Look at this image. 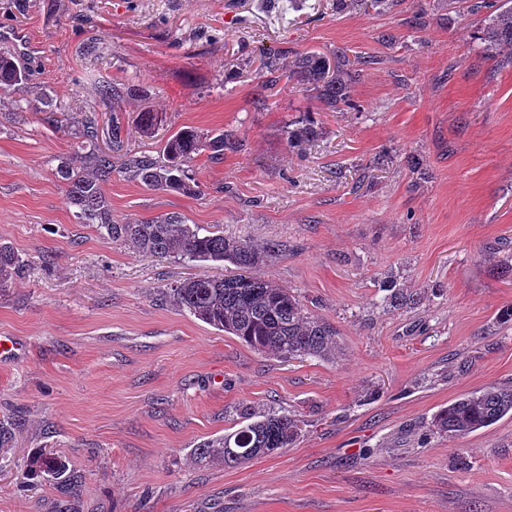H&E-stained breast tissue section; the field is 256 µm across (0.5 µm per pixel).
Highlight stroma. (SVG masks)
<instances>
[{
    "label": "stroma",
    "instance_id": "obj_1",
    "mask_svg": "<svg viewBox=\"0 0 512 512\" xmlns=\"http://www.w3.org/2000/svg\"><path fill=\"white\" fill-rule=\"evenodd\" d=\"M471 0H0V53L28 79L0 97V244L24 262L0 290V512H512V416L465 437L436 434L457 397L512 386V67L478 50ZM422 26H411L416 11ZM374 58L354 71L359 111L325 112L279 80L262 107L261 57L313 51ZM140 84L118 115L99 81ZM28 108L17 110L15 100ZM161 113L155 137L139 112ZM320 136L289 149V120ZM112 147L161 157L192 127L234 133L200 155L194 196L113 173L112 221L179 214L225 237L283 241L262 270L335 326L336 357L255 352L169 302L188 265L101 238L56 174L88 120ZM396 279L418 304L390 308ZM303 422L297 443L233 468L196 463L238 429L243 406ZM64 456L62 494L29 474L33 452Z\"/></svg>",
    "mask_w": 512,
    "mask_h": 512
}]
</instances>
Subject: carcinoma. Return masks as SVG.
Segmentation results:
<instances>
[{"instance_id":"carcinoma-1","label":"carcinoma","mask_w":512,"mask_h":512,"mask_svg":"<svg viewBox=\"0 0 512 512\" xmlns=\"http://www.w3.org/2000/svg\"><path fill=\"white\" fill-rule=\"evenodd\" d=\"M471 10H488L479 35L483 52L498 64L512 66V0H475ZM351 62L346 54L334 59L315 52L297 55L288 70V79L314 93V98L331 112L353 110L359 106L352 96ZM26 80V72L16 60L0 54V93L10 92ZM100 99L115 112L120 96L115 86L99 83ZM156 112H140L135 133L152 138L158 130ZM288 147L296 148L318 136V123L311 116L285 126ZM235 146L229 134L205 136L192 127L173 134L163 148L164 160L123 151L124 139L118 117L112 118V153L97 144V128L89 124L83 133L85 160L92 173L83 174L68 162H60L56 174L67 185L73 205L84 224H94L102 237L114 243H128L140 251L179 262H219L234 267L224 278H190L168 288L167 296L196 319L236 337L247 347L285 359L314 357L332 359L336 355V328L312 315L299 296L264 278L262 268L283 255L287 245L277 241L263 246L246 240L224 237V232L200 224H189L175 214L135 224H114L103 185L112 172L121 171L138 179L154 191L193 195L196 186L189 175V164L202 152L221 159L224 150ZM20 266L18 255L0 245V288L8 285ZM384 301L393 307L415 304L419 297L407 295L396 285L386 286ZM512 414V387L492 386L465 395L438 411L432 420L436 433L465 436L488 427ZM247 424L222 437L207 441L195 450L200 463L220 462L226 467L242 464L259 455L291 448L299 440V420L268 409L243 410ZM31 475L50 476L68 487L76 483L67 475L66 461L56 453L42 450L30 458Z\"/></svg>"}]
</instances>
